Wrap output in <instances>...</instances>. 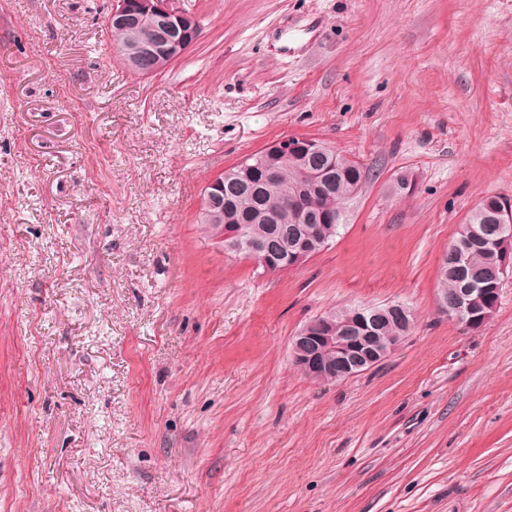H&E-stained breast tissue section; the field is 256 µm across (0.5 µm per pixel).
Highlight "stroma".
Returning <instances> with one entry per match:
<instances>
[{
  "label": "stroma",
  "mask_w": 512,
  "mask_h": 512,
  "mask_svg": "<svg viewBox=\"0 0 512 512\" xmlns=\"http://www.w3.org/2000/svg\"><path fill=\"white\" fill-rule=\"evenodd\" d=\"M179 4L200 38L144 77L111 0H0V512H512V276L480 331L435 309L460 225L512 203V0ZM292 137L371 179L266 275L198 214ZM391 303L381 365L292 366L309 319ZM265 157L270 155L277 156H300L304 153L305 149L313 148V153L323 152L327 149H332L330 145L313 137H300L289 138L286 140L273 142L267 146Z\"/></svg>",
  "instance_id": "1"
}]
</instances>
